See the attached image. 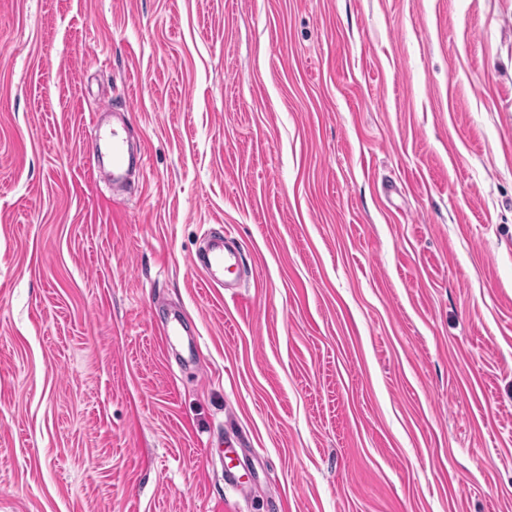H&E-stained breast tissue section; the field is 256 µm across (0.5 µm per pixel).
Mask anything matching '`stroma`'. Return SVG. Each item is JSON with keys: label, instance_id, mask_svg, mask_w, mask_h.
I'll return each mask as SVG.
<instances>
[{"label": "stroma", "instance_id": "stroma-1", "mask_svg": "<svg viewBox=\"0 0 512 512\" xmlns=\"http://www.w3.org/2000/svg\"><path fill=\"white\" fill-rule=\"evenodd\" d=\"M0 512H512V0H0ZM96 146L112 159V183H121L126 174L127 148L123 133L118 127H107L97 122L95 126ZM239 265L238 253L230 249L223 237H212L205 262L207 283L213 287L222 286L224 273Z\"/></svg>", "mask_w": 512, "mask_h": 512}]
</instances>
